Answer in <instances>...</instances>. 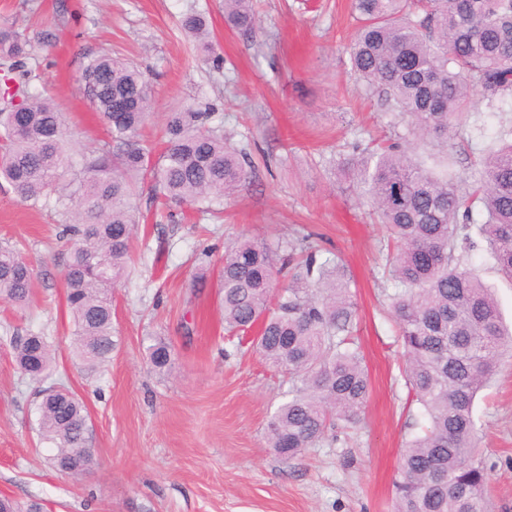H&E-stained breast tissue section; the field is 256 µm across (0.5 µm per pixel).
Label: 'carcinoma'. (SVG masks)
I'll list each match as a JSON object with an SVG mask.
<instances>
[{
  "mask_svg": "<svg viewBox=\"0 0 512 512\" xmlns=\"http://www.w3.org/2000/svg\"><path fill=\"white\" fill-rule=\"evenodd\" d=\"M360 27L350 47L353 70L370 91L407 115L421 143L444 145L467 126L479 95L512 108V0H352ZM224 23L242 35L258 27L252 0H224ZM182 29L206 52V20L196 13ZM26 42L0 28V57L19 58ZM83 93L102 115L111 141L72 168L62 113L31 94L0 111V179L32 206L52 204L74 243L64 301L73 325L72 353L93 370L112 357V286L125 274L136 219L135 199L148 183L154 197L191 204L217 217L253 167L227 145L208 112L165 114V147L140 139L151 97L144 74L109 55L91 56ZM344 171L380 218L386 244V299L407 357L406 384L427 425L407 442L392 484L393 512H491L489 471L478 457L477 394L487 387L512 330L470 262L484 243L487 260L512 281V139L484 150L474 180L435 173L393 142L346 162ZM483 216L473 219V212ZM35 288L21 251L0 245V300L22 307ZM224 329L258 331L256 350L288 378V401L268 428L269 445L292 460L330 429L360 421L369 393L355 342L356 307L342 260L321 257L303 234L292 241L240 239L225 247L221 279ZM15 361L35 380L54 354L44 337L18 336ZM154 370L171 368L160 337L146 347ZM40 440L54 468L80 476L93 464L88 412L64 386L43 390ZM11 512H46L31 501L3 499Z\"/></svg>",
  "mask_w": 512,
  "mask_h": 512,
  "instance_id": "carcinoma-1",
  "label": "carcinoma"
}]
</instances>
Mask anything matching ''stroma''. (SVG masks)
Masks as SVG:
<instances>
[{
    "label": "stroma",
    "instance_id": "35a3bbf8",
    "mask_svg": "<svg viewBox=\"0 0 512 512\" xmlns=\"http://www.w3.org/2000/svg\"><path fill=\"white\" fill-rule=\"evenodd\" d=\"M255 10L251 38L225 27L224 0H0V27L26 40L29 84L62 112L74 161L107 138L81 75L88 56L108 54L149 81L148 139L162 140L165 113L208 110L211 125L255 166L225 199L220 220L188 208L170 218L149 192L138 197L131 271L112 297L118 345L93 371L71 353L64 217L0 188V244L20 248L35 277L28 305L0 303V495L41 501L48 512H392L399 456L423 416L408 396L405 357L382 305V228L340 164L381 140L410 138L409 119L351 68V0H255ZM190 11L207 18L214 57L198 53L182 30ZM48 28L56 38L46 44ZM509 129L512 112L477 96L466 131L418 155L435 171L468 176L481 146ZM298 231L350 273L370 392L356 428L285 461L266 432L288 384L255 349L225 339L219 276L225 241L288 240ZM202 268L208 282L197 291ZM32 331L56 353L45 383L14 358L12 338ZM156 334L173 347L166 375L145 354ZM49 382L69 386L89 415L95 463L75 478L51 467L39 438ZM475 418L495 512H512V358L501 359Z\"/></svg>",
    "mask_w": 512,
    "mask_h": 512
}]
</instances>
